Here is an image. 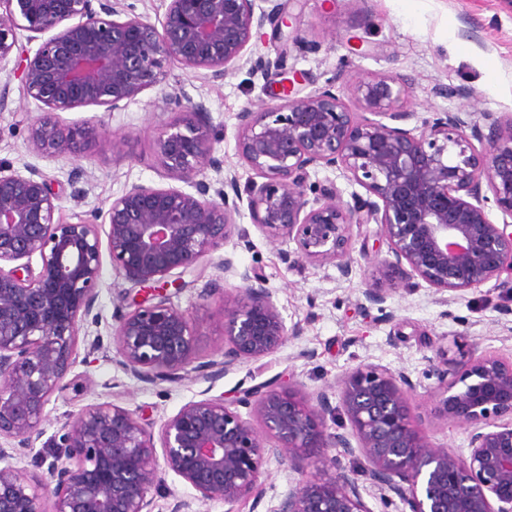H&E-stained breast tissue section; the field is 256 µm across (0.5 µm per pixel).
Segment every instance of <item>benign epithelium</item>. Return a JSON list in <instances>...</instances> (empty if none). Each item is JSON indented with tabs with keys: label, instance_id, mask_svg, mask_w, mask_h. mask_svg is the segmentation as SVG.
Here are the masks:
<instances>
[{
	"label": "benign epithelium",
	"instance_id": "obj_1",
	"mask_svg": "<svg viewBox=\"0 0 512 512\" xmlns=\"http://www.w3.org/2000/svg\"><path fill=\"white\" fill-rule=\"evenodd\" d=\"M167 0L160 24L122 0H0V60L18 51L28 96L50 112L30 125L33 148L48 160L79 156L98 132L51 116L79 106L115 111L159 85L165 65L205 70L213 81L251 64L266 78L284 57H246L269 26H289L277 0ZM41 44L22 52L18 32ZM302 72L269 89V101L238 113L236 155L252 175L208 182L214 155L210 110L202 100L158 129L155 151L177 187L134 183L112 199L107 250L112 264L147 300L115 316L119 363L150 382L191 373L218 377L300 335L287 326L263 275L220 261L224 360L194 364L192 317L164 293L201 259L232 239L250 246L236 223L247 210L263 236L296 244V260L333 264L351 275L353 225L378 224L388 255L377 259L408 292L425 282L442 294L495 281L512 293V118L434 111L421 125L399 108L411 78L378 73L352 83L338 74L300 96ZM331 170L365 190L343 198L336 183L310 181ZM22 175L0 164V512H154L153 492L171 471L202 505L247 497L263 460L288 463L301 478L282 491L276 512H367L358 477L402 499L409 512H512V363L472 355L437 369L439 417L469 429L468 451L432 445L403 371L354 368L339 381L341 406L321 390L290 382L245 390L231 400L185 404L154 433L129 410L83 407L41 441L43 411L74 364L79 329L93 316L102 264L94 224L55 221L60 195L38 168ZM502 223L489 217L490 208ZM39 256L34 271L29 259ZM394 289L362 292L364 309ZM248 409L243 416L238 408ZM334 430H329L328 423ZM42 442L52 458L30 475L11 460ZM360 457L346 471L341 458Z\"/></svg>",
	"mask_w": 512,
	"mask_h": 512
}]
</instances>
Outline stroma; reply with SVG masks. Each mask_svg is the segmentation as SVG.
Returning a JSON list of instances; mask_svg holds the SVG:
<instances>
[{"mask_svg":"<svg viewBox=\"0 0 512 512\" xmlns=\"http://www.w3.org/2000/svg\"><path fill=\"white\" fill-rule=\"evenodd\" d=\"M291 17L285 39L265 28L253 41L252 55L275 56L287 50L290 68L309 75L301 93L323 86L336 74L350 81L376 73L411 77L413 89L406 101L419 117L434 110H464L482 115L512 116V14L498 0H281ZM478 27L480 37H463L465 22ZM15 57L0 60V86L9 88L8 104L0 108V162L16 171L40 168L63 197L55 214L64 224L87 221L99 235L108 231L107 210L113 198L131 184L172 186L154 152L159 125L179 112L171 95L183 91L205 100L211 117L216 156L240 178L249 175L236 156L234 133L242 108L265 101L264 82L236 67L224 81L214 82L205 71L177 64L167 66L161 84L140 93L120 110L81 106L57 113V120L101 130L89 142L82 158L50 161L41 157L28 138L30 124L43 115L42 103L27 96L15 72ZM467 90V97L441 98L436 85ZM83 172L80 201H73L68 176ZM245 248L227 243L184 277L185 286L172 303L194 320L196 359L221 360L224 351V305L217 288L224 285L223 256L238 267H252L267 279L279 310L289 325H299L300 336L277 351L245 362L216 378L189 375L179 383L150 384L125 371L113 343L114 316L128 310L137 289L124 279L110 257H103L95 310L96 323L82 324L75 362L62 390L54 392L45 407L41 427L55 434L70 414L91 403L126 408L143 424L159 430L182 406L206 397L233 398L240 392L271 381L297 384L306 395L327 390L337 395V381L358 366H378L409 375L412 399L429 421L434 445L457 452L468 446V430L456 421L436 418L440 397L436 391V366L457 364L472 354H487L512 361V314H503L511 301L493 283L455 294L441 304L433 288L420 285L407 293L396 291L384 309L363 310L362 292L382 279L375 262L388 247L375 224L353 227V272L342 277L331 264L291 263L294 242H272L252 233ZM212 296H205V289ZM100 347H93L94 339ZM294 471L276 461L263 462L257 485L243 501L227 506L212 502L196 512H274L280 493L295 481Z\"/></svg>","mask_w":512,"mask_h":512,"instance_id":"1","label":"stroma"}]
</instances>
